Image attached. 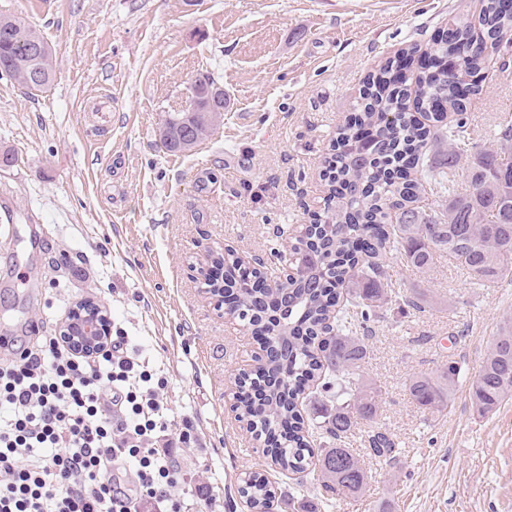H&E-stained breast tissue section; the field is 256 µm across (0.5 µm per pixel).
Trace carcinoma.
<instances>
[{"label": "carcinoma", "mask_w": 512, "mask_h": 512, "mask_svg": "<svg viewBox=\"0 0 512 512\" xmlns=\"http://www.w3.org/2000/svg\"><path fill=\"white\" fill-rule=\"evenodd\" d=\"M479 2L476 14L448 16L440 36L422 51L426 68L410 74L388 60L364 81L356 124L340 128L327 160L330 213L311 224L303 241L310 274L274 285L288 293L278 321L260 317L266 303L249 288L254 274L240 267L241 257L230 250L213 256L231 275L242 268L243 277L224 281V289L238 293L236 314L252 335L281 349L266 368L285 370L264 398L241 400L242 416L251 433L272 445L282 470L315 477L329 493L327 503L365 492L359 459L340 446L360 424L371 427L375 459L395 458L393 441L372 429L381 389L360 374L368 344L359 331L393 303L420 310L422 301L394 291L388 256L395 253L406 269L426 274L445 255L481 285L512 278V119L501 124L492 146L475 150L466 129L467 102L459 93L462 87L478 91L479 76L512 47V11L501 0ZM35 72L41 81L34 90L40 91L54 76L51 48L32 24L1 15L0 77L26 87ZM191 87L194 107L165 113L159 128L170 152L193 149L223 120L224 89L217 81L202 74ZM332 316L333 329L326 325ZM459 372L450 361L433 375H412L411 398L424 411L447 407ZM315 382L329 403L319 428L339 443L335 448H313L297 406ZM469 398L481 416L512 399L511 316L500 323ZM241 483L239 493L250 508L271 512L275 493L265 478L249 475Z\"/></svg>", "instance_id": "1"}]
</instances>
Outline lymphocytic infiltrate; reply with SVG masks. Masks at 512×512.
I'll return each instance as SVG.
<instances>
[{"label": "lymphocytic infiltrate", "instance_id": "lymphocytic-infiltrate-1", "mask_svg": "<svg viewBox=\"0 0 512 512\" xmlns=\"http://www.w3.org/2000/svg\"><path fill=\"white\" fill-rule=\"evenodd\" d=\"M129 346L119 327L89 357L45 336L0 363V512H184L185 476L169 454L197 436L186 424L166 438L168 379Z\"/></svg>", "mask_w": 512, "mask_h": 512}]
</instances>
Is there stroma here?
<instances>
[{
    "label": "stroma",
    "instance_id": "obj_1",
    "mask_svg": "<svg viewBox=\"0 0 512 512\" xmlns=\"http://www.w3.org/2000/svg\"><path fill=\"white\" fill-rule=\"evenodd\" d=\"M473 0H0L37 26L55 74L42 92L0 79V209L22 213L0 235V333L28 344L27 322L59 333L79 301L98 304L163 371L170 428L190 421L197 445L185 512H248L246 473L276 490L273 512H512V401L479 416L469 388L503 317L512 279L483 286L439 258L431 278L390 260L397 291L424 311L389 306L369 326L364 377L382 390L376 427L396 459L371 458L363 430L346 441L368 476L363 496L321 507L316 481L297 488L230 409L235 376L259 350L247 326L218 312L198 278L206 250L259 257L323 213V176L364 77L426 47ZM212 74L229 105L204 143L173 153L162 116ZM467 99L474 149L512 117V55ZM460 375L449 408L422 411L406 385L448 361Z\"/></svg>",
    "mask_w": 512,
    "mask_h": 512
}]
</instances>
